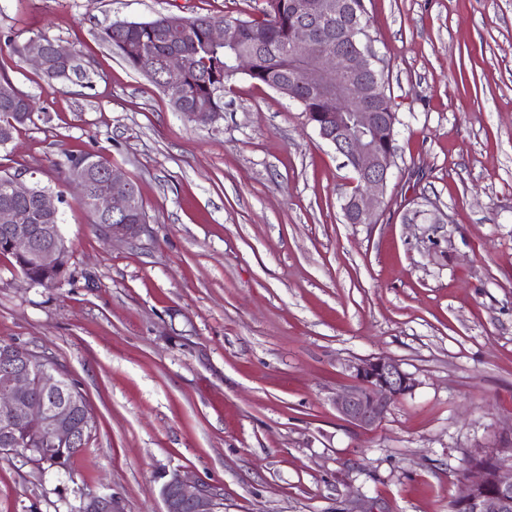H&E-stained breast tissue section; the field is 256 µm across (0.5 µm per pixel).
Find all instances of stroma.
Here are the masks:
<instances>
[{
	"mask_svg": "<svg viewBox=\"0 0 512 512\" xmlns=\"http://www.w3.org/2000/svg\"><path fill=\"white\" fill-rule=\"evenodd\" d=\"M264 0H0V78L35 107L0 147L62 192L65 280L0 255V342L78 383L93 415L66 472L0 455V512H81L113 493L160 512L173 472L224 512H452L471 456L512 437V0H365L395 122L374 224L303 106L237 75L199 128L103 41L117 20L256 15ZM45 35L77 60L47 84L6 49ZM98 153L148 217L107 238L54 168ZM384 355L418 385L376 427L332 399Z\"/></svg>",
	"mask_w": 512,
	"mask_h": 512,
	"instance_id": "stroma-1",
	"label": "stroma"
}]
</instances>
